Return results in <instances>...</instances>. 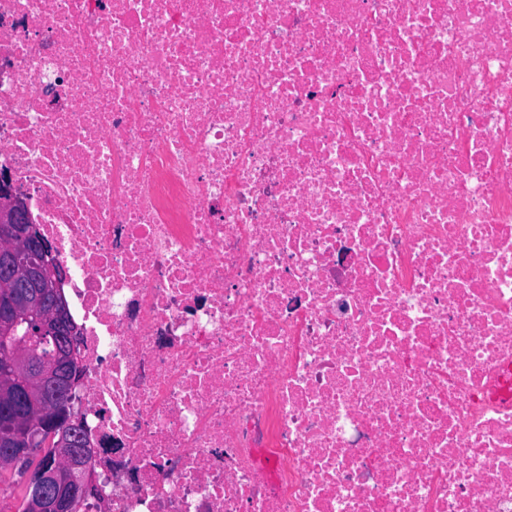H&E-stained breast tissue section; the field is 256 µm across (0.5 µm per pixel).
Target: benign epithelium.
<instances>
[{"label":"benign epithelium","mask_w":512,"mask_h":512,"mask_svg":"<svg viewBox=\"0 0 512 512\" xmlns=\"http://www.w3.org/2000/svg\"><path fill=\"white\" fill-rule=\"evenodd\" d=\"M65 270L54 250L43 239L39 225L31 221L27 204L17 196L11 176L0 173V288L11 292L0 298V339L13 368H28L26 347L36 336L64 337V353L42 363L37 379L49 404L41 421L40 447L52 450L58 468H28L24 480L37 512H72L76 500L98 497L97 486L87 478L89 468L78 462L85 447L81 421L75 407L81 338L62 319L59 288ZM34 442L10 451L4 461L15 467L31 458Z\"/></svg>","instance_id":"7a95c632"}]
</instances>
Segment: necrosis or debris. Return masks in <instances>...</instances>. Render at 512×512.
Here are the masks:
<instances>
[{"label": "necrosis or debris", "mask_w": 512, "mask_h": 512, "mask_svg": "<svg viewBox=\"0 0 512 512\" xmlns=\"http://www.w3.org/2000/svg\"><path fill=\"white\" fill-rule=\"evenodd\" d=\"M1 171L98 512H512V0H0Z\"/></svg>", "instance_id": "necrosis-or-debris-1"}]
</instances>
